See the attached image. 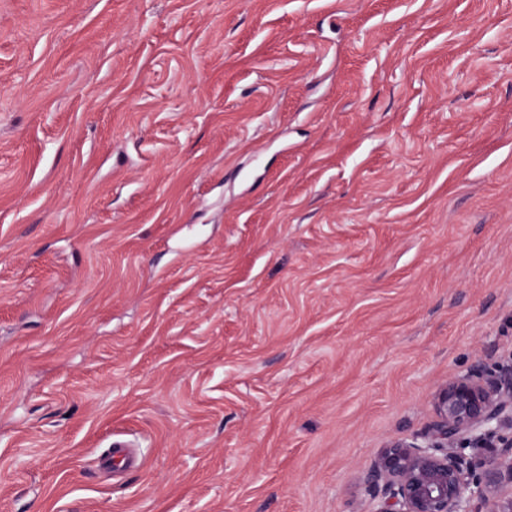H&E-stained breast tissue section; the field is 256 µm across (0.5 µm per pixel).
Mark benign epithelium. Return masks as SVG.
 <instances>
[{"label":"benign epithelium","instance_id":"7a95c632","mask_svg":"<svg viewBox=\"0 0 512 512\" xmlns=\"http://www.w3.org/2000/svg\"><path fill=\"white\" fill-rule=\"evenodd\" d=\"M512 367H473L448 378L436 399V419L411 438L380 451L364 482L378 498L373 512H512V497L489 496L512 488ZM498 449L482 462L483 450Z\"/></svg>","mask_w":512,"mask_h":512}]
</instances>
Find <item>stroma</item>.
I'll return each mask as SVG.
<instances>
[{
    "mask_svg": "<svg viewBox=\"0 0 512 512\" xmlns=\"http://www.w3.org/2000/svg\"><path fill=\"white\" fill-rule=\"evenodd\" d=\"M511 364L512 0H0V512H372ZM138 456L123 441H114L104 457L100 458L104 469L116 470L136 467Z\"/></svg>",
    "mask_w": 512,
    "mask_h": 512,
    "instance_id": "1",
    "label": "stroma"
}]
</instances>
